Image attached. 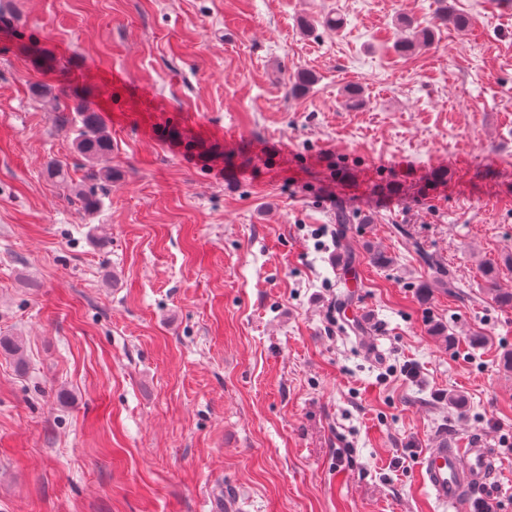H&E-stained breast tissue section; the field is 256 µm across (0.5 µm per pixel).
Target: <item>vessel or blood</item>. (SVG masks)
Here are the masks:
<instances>
[{
	"label": "vessel or blood",
	"instance_id": "b4317fda",
	"mask_svg": "<svg viewBox=\"0 0 512 512\" xmlns=\"http://www.w3.org/2000/svg\"><path fill=\"white\" fill-rule=\"evenodd\" d=\"M494 467L495 456L481 439L465 448L444 442L423 455L420 478L438 503L452 512H466L472 491L487 484Z\"/></svg>",
	"mask_w": 512,
	"mask_h": 512
}]
</instances>
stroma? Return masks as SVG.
Here are the masks:
<instances>
[{
    "label": "stroma",
    "instance_id": "1",
    "mask_svg": "<svg viewBox=\"0 0 512 512\" xmlns=\"http://www.w3.org/2000/svg\"><path fill=\"white\" fill-rule=\"evenodd\" d=\"M448 3L0 0V512H447L420 460L476 435L512 512V16ZM403 28L408 32L407 35L397 43L396 47L400 52H411L417 49L427 47L433 39V31L427 28L413 27L411 22L401 21ZM78 112L80 126L76 130L75 148L89 162L102 161L112 152V139L106 131L101 117L87 102L81 101L74 106Z\"/></svg>",
    "mask_w": 512,
    "mask_h": 512
}]
</instances>
